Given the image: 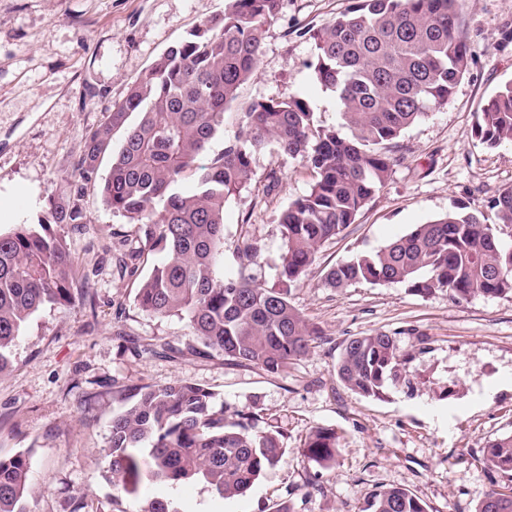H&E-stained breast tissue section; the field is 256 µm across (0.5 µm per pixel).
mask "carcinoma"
<instances>
[{
    "instance_id": "cac0c4a2",
    "label": "carcinoma",
    "mask_w": 512,
    "mask_h": 512,
    "mask_svg": "<svg viewBox=\"0 0 512 512\" xmlns=\"http://www.w3.org/2000/svg\"><path fill=\"white\" fill-rule=\"evenodd\" d=\"M463 0H353L350 8L311 34L315 78L335 93L343 135L318 123L306 100L252 101L240 106L241 130L224 150L202 162L238 104L239 90L255 75L259 30L280 0H226L169 47L112 105L108 120L86 141L77 164L89 180L99 158L123 131L108 175L98 186L103 203L138 225L146 245L164 254L143 279L139 308L155 317L187 320L195 339L236 364L280 374L324 341L323 330L292 304L319 250L356 220L385 185L398 139L406 129L447 104L469 70ZM474 132L489 147L512 142V82L477 113ZM305 161L314 172L309 191L279 220L282 252L276 278L259 280L260 248L244 233L234 244L237 270L224 275V213L253 181L254 156L270 145ZM193 188L183 189L186 177ZM502 224H512V187L494 200ZM56 224H81L78 200L53 207ZM332 288L356 282L401 284L414 295L438 290L455 300L512 297V243L506 244L483 214L460 207L381 249L331 267ZM92 303L77 284L66 239L17 224L0 232V374L29 318L41 307ZM402 354L385 331L351 337L336 374L351 391L380 397ZM112 398L108 447L114 488L136 494L142 483L200 482L221 499L244 494L284 454L282 434L256 430L258 417L226 416L210 389L179 379L163 386L118 385ZM486 464L508 477L490 490L475 512H512V434L482 448ZM303 455L321 469L336 465L339 441L332 428L316 427ZM29 454L0 457V512H26ZM363 512H429L408 489L371 493Z\"/></svg>"
}]
</instances>
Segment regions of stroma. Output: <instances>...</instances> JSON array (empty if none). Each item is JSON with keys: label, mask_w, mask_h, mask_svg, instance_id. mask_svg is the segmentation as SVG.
Masks as SVG:
<instances>
[{"label": "stroma", "mask_w": 512, "mask_h": 512, "mask_svg": "<svg viewBox=\"0 0 512 512\" xmlns=\"http://www.w3.org/2000/svg\"><path fill=\"white\" fill-rule=\"evenodd\" d=\"M351 0H281L260 32L257 75L239 100L305 99L320 124L339 126L336 96L315 79L317 29ZM224 0H0V231L47 224L65 237L74 276L93 306L46 305L25 324L0 377V457L30 456L27 512H68L85 496L86 512H135V498L107 480L113 385H165L188 379L218 393L226 413L259 416L286 451L244 494L221 499L198 483L143 485L138 497L162 498L174 512H361L374 491L401 486L430 512H475L501 472L487 466L486 442L512 434V298L455 301L401 285L366 282L334 289L326 271L372 252L455 206L497 218L491 205L512 186V142L490 148L473 132L474 114L512 81V0H466L463 18L469 73L442 108L399 139L385 186L354 224L321 249L297 308L326 338L316 351L272 375L234 364L196 344L185 320L141 311L136 295L152 265L121 273L115 246L137 239L134 225L112 213L93 183L76 171L89 134L168 47ZM250 188L224 216V271L233 273V242L248 226L261 247L262 276L276 277L282 250L279 217L305 194L313 172L276 146L257 154ZM78 199L81 225L56 224L52 199ZM381 330L396 336L407 361L378 398H365L336 376L347 339ZM335 429L340 456L316 490L315 466L301 452L311 429Z\"/></svg>", "instance_id": "1"}]
</instances>
